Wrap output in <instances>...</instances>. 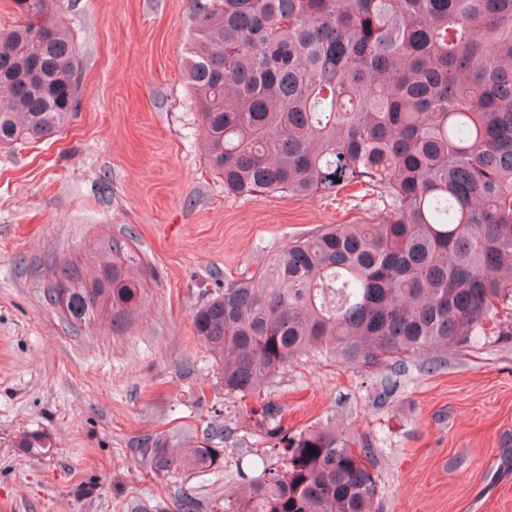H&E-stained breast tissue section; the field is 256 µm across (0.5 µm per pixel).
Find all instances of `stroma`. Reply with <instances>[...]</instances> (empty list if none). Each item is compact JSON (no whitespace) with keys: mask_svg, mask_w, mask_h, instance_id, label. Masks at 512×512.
I'll list each match as a JSON object with an SVG mask.
<instances>
[{"mask_svg":"<svg viewBox=\"0 0 512 512\" xmlns=\"http://www.w3.org/2000/svg\"><path fill=\"white\" fill-rule=\"evenodd\" d=\"M78 49L81 105L58 136L0 148V512H224L239 462L273 442L225 397L192 313L225 282L321 224L371 216L369 197L229 195L206 166L182 64L191 0H58ZM132 237L148 288L114 329L110 312L76 326L47 303L45 272L71 257L94 275L101 245ZM493 345L408 363L383 409L381 371L328 352L289 363L271 398L286 428L327 425L370 439L374 512H512V327ZM213 439L222 464L156 475L136 444L182 432Z\"/></svg>","mask_w":512,"mask_h":512,"instance_id":"35a3bbf8","label":"stroma"}]
</instances>
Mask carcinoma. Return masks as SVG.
I'll return each mask as SVG.
<instances>
[{
	"label": "carcinoma",
	"instance_id": "cac0c4a2",
	"mask_svg": "<svg viewBox=\"0 0 512 512\" xmlns=\"http://www.w3.org/2000/svg\"><path fill=\"white\" fill-rule=\"evenodd\" d=\"M0 32V146L54 136L78 111L75 45L54 0H31L37 30ZM185 75L206 160L234 196H375L377 220L322 224L269 246L259 283L232 281L193 315L218 356L224 395L253 398L276 440L224 512H372L375 450L328 428L292 432L267 393L291 360L332 350L385 366L373 404L389 405L407 360L426 372L459 345L490 344L512 318V0H201ZM112 317L140 306L141 261L114 240ZM61 313L80 325L104 304L86 280ZM315 448L309 454V448ZM157 473H204L217 448L177 456L137 443Z\"/></svg>",
	"mask_w": 512,
	"mask_h": 512
}]
</instances>
